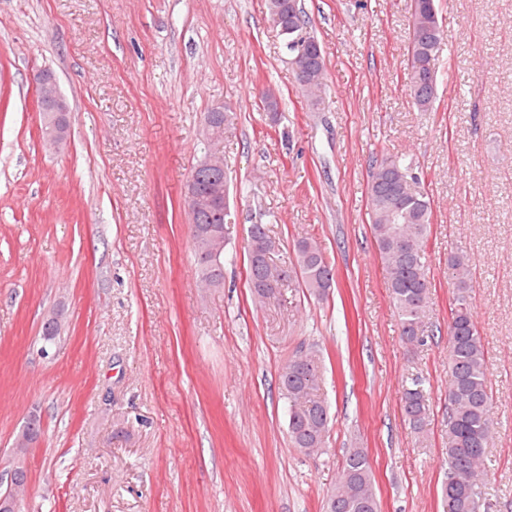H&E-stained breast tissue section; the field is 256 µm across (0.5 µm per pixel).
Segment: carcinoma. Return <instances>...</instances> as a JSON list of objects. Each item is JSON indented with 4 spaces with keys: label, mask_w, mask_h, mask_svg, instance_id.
I'll use <instances>...</instances> for the list:
<instances>
[{
    "label": "carcinoma",
    "mask_w": 512,
    "mask_h": 512,
    "mask_svg": "<svg viewBox=\"0 0 512 512\" xmlns=\"http://www.w3.org/2000/svg\"><path fill=\"white\" fill-rule=\"evenodd\" d=\"M423 40L409 42L405 91L410 101L428 99L433 108L437 98V52L430 51V30L442 27L436 0H412ZM269 21L283 14L282 36L290 54L296 42L286 28L298 32L303 43L318 44L303 33L309 18L298 0H265ZM412 165L399 155H382L372 160L369 181V228L378 257L386 272L387 288L396 309L400 336L408 348L426 343L425 318L430 289L426 253L431 236V203L418 191ZM189 223L203 227L224 225L202 205L189 213ZM248 283L255 300L262 302L290 284L305 289L313 297L324 296L332 288L333 273L319 242L302 237L293 243L291 264L276 265L272 254L277 241L264 224H251L247 232ZM196 275L214 288L224 286V264L216 265L194 252ZM470 257L466 250L448 252V280L452 284V307L448 318V448L441 496L444 512H487L485 461L497 421L488 387L487 352L475 322ZM323 364L314 351H302L282 367L279 389L288 405V435L294 447L314 454L324 447L329 431V406L320 399ZM402 411L413 433L425 432L429 405L419 377L410 379L401 397ZM326 512H379L368 455L351 449L342 466L336 487L327 500Z\"/></svg>",
    "instance_id": "obj_1"
}]
</instances>
